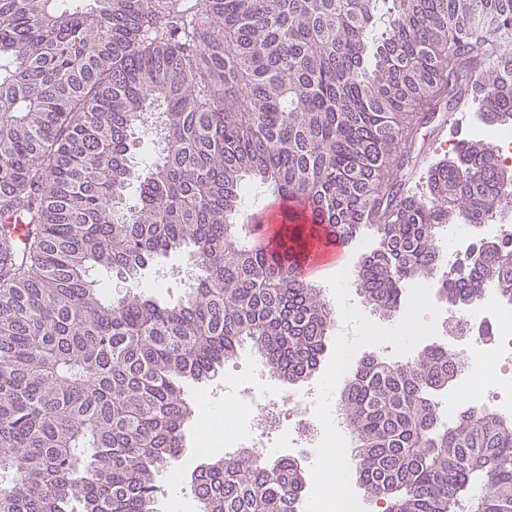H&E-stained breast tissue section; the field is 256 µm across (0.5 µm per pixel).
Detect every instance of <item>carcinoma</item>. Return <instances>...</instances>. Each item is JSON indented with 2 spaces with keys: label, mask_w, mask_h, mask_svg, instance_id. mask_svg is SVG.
I'll return each instance as SVG.
<instances>
[{
  "label": "carcinoma",
  "mask_w": 512,
  "mask_h": 512,
  "mask_svg": "<svg viewBox=\"0 0 512 512\" xmlns=\"http://www.w3.org/2000/svg\"><path fill=\"white\" fill-rule=\"evenodd\" d=\"M480 102L512 127V0H0V512H155L198 414L188 381L251 345L307 379L336 323L300 265L299 227L376 232L357 288L382 316L440 264L438 230L512 212L486 142L409 194L420 127ZM154 141L149 164L140 145ZM294 225L235 238L249 193ZM184 252L189 291L142 271ZM104 269L124 288L104 296ZM466 306L512 304V248L435 281ZM460 361L431 343L362 359L342 398L361 483L383 512H512V418L441 398ZM203 512H298L292 458L202 462ZM186 259L187 258L184 254L172 255L169 258L161 259L156 264L155 268L158 266H166L168 268L173 267L174 269L180 270V274L178 276L175 275L168 280L154 283V270H151L143 278V284L154 287L149 289L164 301L173 302L178 300L188 291L187 288L190 283L185 273L189 266Z\"/></svg>",
  "instance_id": "1"
}]
</instances>
